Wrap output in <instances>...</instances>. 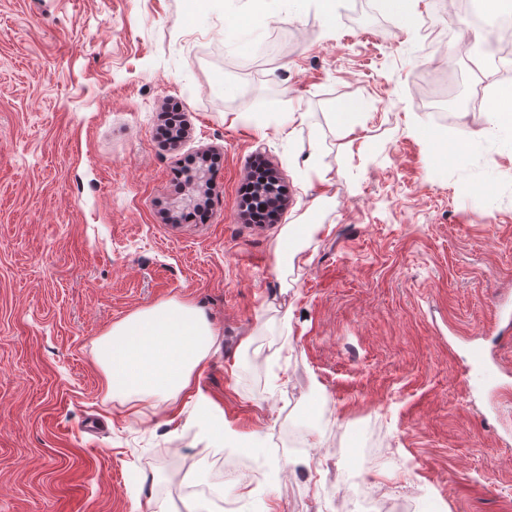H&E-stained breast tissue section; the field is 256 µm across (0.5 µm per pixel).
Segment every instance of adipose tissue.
Segmentation results:
<instances>
[{
    "mask_svg": "<svg viewBox=\"0 0 512 512\" xmlns=\"http://www.w3.org/2000/svg\"><path fill=\"white\" fill-rule=\"evenodd\" d=\"M222 330L189 302L170 300L113 325L95 344L106 387L130 416L174 414L181 397L206 403L196 376L220 348Z\"/></svg>",
    "mask_w": 512,
    "mask_h": 512,
    "instance_id": "1",
    "label": "adipose tissue"
}]
</instances>
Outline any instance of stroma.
<instances>
[{"label": "stroma", "instance_id": "stroma-1", "mask_svg": "<svg viewBox=\"0 0 512 512\" xmlns=\"http://www.w3.org/2000/svg\"><path fill=\"white\" fill-rule=\"evenodd\" d=\"M463 44L447 0H0V512L219 481L232 512H367L366 485L512 512V146L428 103ZM259 162L288 195L257 226ZM287 224L322 230L281 277ZM171 299L224 332L199 384L257 485L224 482L191 400L133 419L105 392L96 341ZM266 171L259 170L252 176L249 189L245 195V210L248 212L251 221L256 224L264 223L265 207L261 210L255 207V200L259 198H266L269 196L268 190L270 188V180L265 178Z\"/></svg>", "mask_w": 512, "mask_h": 512}]
</instances>
